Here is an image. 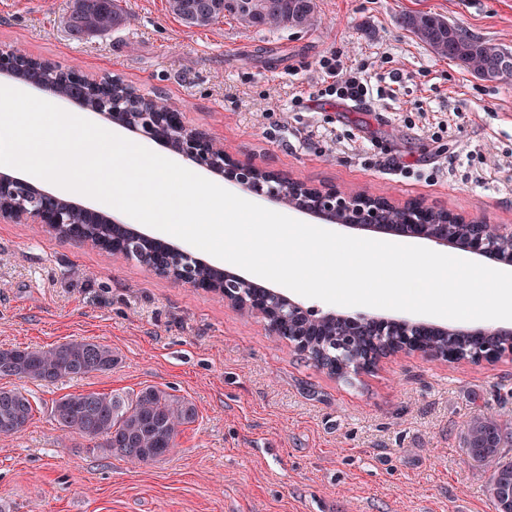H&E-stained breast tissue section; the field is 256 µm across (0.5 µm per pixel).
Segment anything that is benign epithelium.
<instances>
[{
	"label": "benign epithelium",
	"mask_w": 512,
	"mask_h": 512,
	"mask_svg": "<svg viewBox=\"0 0 512 512\" xmlns=\"http://www.w3.org/2000/svg\"><path fill=\"white\" fill-rule=\"evenodd\" d=\"M83 108L105 116L116 126L166 144L170 151L197 167L257 194L276 195L290 208L314 210L331 223L418 237L440 246L457 241L462 235L460 226H473L475 231L469 234L470 250L478 254L491 253L512 264L511 224H489L413 201L399 203L358 191L342 192L294 180L266 167L229 157L224 153V147L205 132L183 122L177 126L181 135H164L163 130L171 116L169 112L135 115L112 106V99L104 97L94 98ZM392 210L404 213L405 223H384L383 212ZM0 221L51 229L63 238L120 255L128 254L131 240L140 238L157 247L151 254L140 257L144 266L159 276L202 288L234 308L261 316L271 336L288 338V342L305 356H309V349L304 336L309 334L311 323H324L330 327L329 335L336 337V348L349 354L350 362L335 367L326 366L313 356L310 360L338 378H346L353 372L371 371L381 359L400 353L416 352L441 360L453 358L448 350L417 338L423 326L421 322L376 317L363 312L314 316L284 294L271 288H260L244 278L231 277L222 269L216 276L205 275L202 269L209 264L199 259L193 264L187 263L191 257L189 252L159 238L141 235L108 212L85 208L67 197L47 193L3 172L0 173ZM88 224L106 225L111 236L92 238L75 231L76 227ZM479 333L487 343L484 351L473 356L472 362L512 358L511 329L492 325L479 329Z\"/></svg>",
	"instance_id": "obj_1"
}]
</instances>
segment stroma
Returning <instances> with one entry per match:
<instances>
[{"label":"stroma","mask_w":512,"mask_h":512,"mask_svg":"<svg viewBox=\"0 0 512 512\" xmlns=\"http://www.w3.org/2000/svg\"><path fill=\"white\" fill-rule=\"evenodd\" d=\"M73 3L0 0V47L120 77L235 159L512 224V75L481 80L398 22L440 14L512 51V0H316L309 26L271 30L228 16L189 28L166 0H116L127 23L80 33ZM333 53L380 77L369 106L323 95L320 60ZM82 339L112 348L111 371L10 381L35 411L0 436V512H495L488 470L461 446L478 408L512 431V360L410 353L337 379L256 314L136 260L0 223V349ZM146 386L197 409L154 463L96 449L51 414L66 394Z\"/></svg>","instance_id":"1"}]
</instances>
